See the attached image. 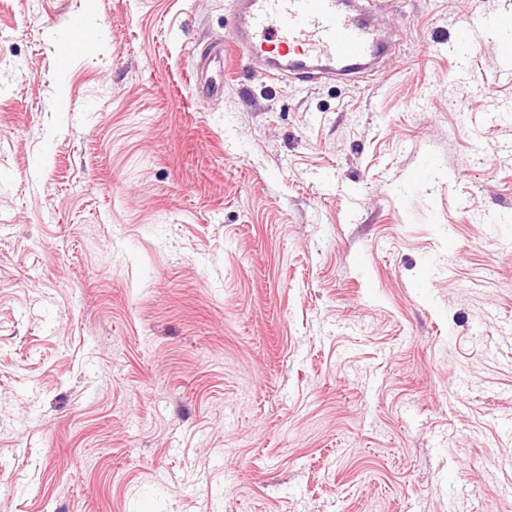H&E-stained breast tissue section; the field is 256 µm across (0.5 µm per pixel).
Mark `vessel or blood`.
Wrapping results in <instances>:
<instances>
[{
  "label": "vessel or blood",
  "instance_id": "1",
  "mask_svg": "<svg viewBox=\"0 0 512 512\" xmlns=\"http://www.w3.org/2000/svg\"><path fill=\"white\" fill-rule=\"evenodd\" d=\"M226 45L202 51L194 65L196 88L207 95L224 87V51L241 62L265 61L275 74L314 78L347 75L376 59L381 46L374 25L344 0H237L226 24ZM486 39L500 46V73L512 79V38L503 20L467 22L457 50L469 54Z\"/></svg>",
  "mask_w": 512,
  "mask_h": 512
}]
</instances>
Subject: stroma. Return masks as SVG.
Listing matches in <instances>:
<instances>
[{"mask_svg":"<svg viewBox=\"0 0 512 512\" xmlns=\"http://www.w3.org/2000/svg\"><path fill=\"white\" fill-rule=\"evenodd\" d=\"M358 4L205 96L232 0H0V512H512V0ZM503 19L495 21L477 20L467 22L458 30L457 46L454 51L468 55L472 45L485 39H495L500 46V73L506 80L512 79V38L506 37ZM194 69L196 89L207 95L218 94L224 87V42L202 51Z\"/></svg>","mask_w":512,"mask_h":512,"instance_id":"1","label":"stroma"}]
</instances>
